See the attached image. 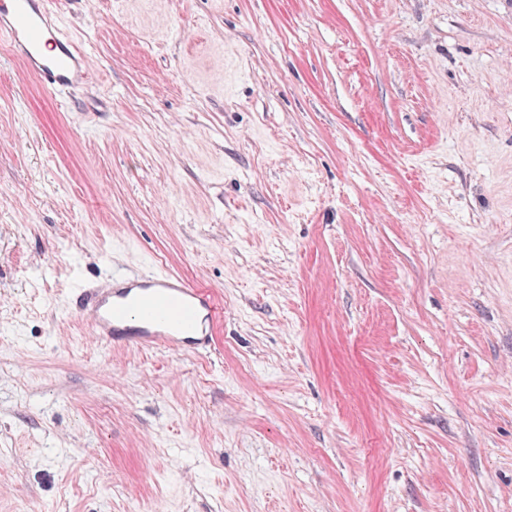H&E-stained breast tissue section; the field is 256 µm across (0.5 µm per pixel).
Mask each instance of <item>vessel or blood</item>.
I'll list each match as a JSON object with an SVG mask.
<instances>
[{
    "instance_id": "obj_1",
    "label": "vessel or blood",
    "mask_w": 512,
    "mask_h": 512,
    "mask_svg": "<svg viewBox=\"0 0 512 512\" xmlns=\"http://www.w3.org/2000/svg\"><path fill=\"white\" fill-rule=\"evenodd\" d=\"M0 39L36 82L58 96L89 82L93 66L64 31L49 0H0ZM80 313L110 346L210 350L223 311L213 296L166 270L117 271L80 290Z\"/></svg>"
}]
</instances>
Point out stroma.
Returning a JSON list of instances; mask_svg holds the SVG:
<instances>
[{
  "label": "stroma",
  "instance_id": "stroma-1",
  "mask_svg": "<svg viewBox=\"0 0 512 512\" xmlns=\"http://www.w3.org/2000/svg\"><path fill=\"white\" fill-rule=\"evenodd\" d=\"M0 42V512H512V0H52ZM164 269L216 348L74 291ZM0 37L45 91L66 95L91 78L89 56L64 31L48 0H1ZM80 313L110 346L210 350L223 311L213 296L166 270L113 272L101 287L80 289Z\"/></svg>",
  "mask_w": 512,
  "mask_h": 512
}]
</instances>
